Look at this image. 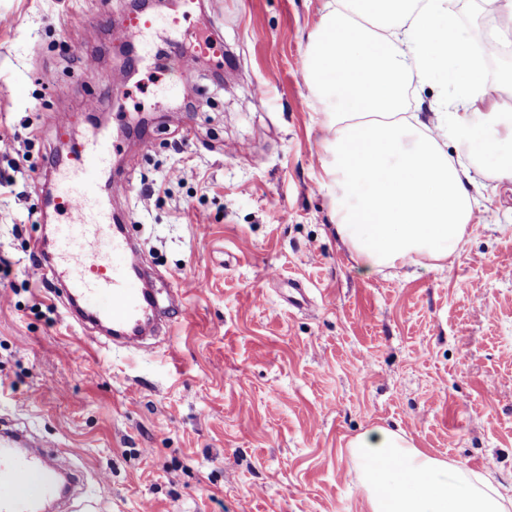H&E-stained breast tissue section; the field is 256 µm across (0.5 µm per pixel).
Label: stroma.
<instances>
[{
	"label": "stroma",
	"instance_id": "35a3bbf8",
	"mask_svg": "<svg viewBox=\"0 0 512 512\" xmlns=\"http://www.w3.org/2000/svg\"><path fill=\"white\" fill-rule=\"evenodd\" d=\"M222 2L178 45L211 28L222 54L108 88L130 0H0V418L82 471L77 512H367L347 443L375 425L512 499V182L478 190L457 256L367 271L336 236L303 78L323 0ZM97 112L112 212L173 308L143 351L72 324L31 264L62 219L50 163ZM144 114L146 151L123 135Z\"/></svg>",
	"mask_w": 512,
	"mask_h": 512
}]
</instances>
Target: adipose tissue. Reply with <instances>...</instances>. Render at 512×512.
<instances>
[{
  "label": "adipose tissue",
  "mask_w": 512,
  "mask_h": 512,
  "mask_svg": "<svg viewBox=\"0 0 512 512\" xmlns=\"http://www.w3.org/2000/svg\"><path fill=\"white\" fill-rule=\"evenodd\" d=\"M484 59L470 51L453 0H326L305 80L328 105L321 119L336 187V235L368 270L457 254L474 216L467 167L444 149L512 177V107L489 98ZM454 86L431 120L404 111L407 84ZM349 452L368 512H512L492 479L374 426Z\"/></svg>",
  "instance_id": "obj_1"
}]
</instances>
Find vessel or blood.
<instances>
[{
  "label": "vessel or blood",
  "instance_id": "b4317fda",
  "mask_svg": "<svg viewBox=\"0 0 512 512\" xmlns=\"http://www.w3.org/2000/svg\"><path fill=\"white\" fill-rule=\"evenodd\" d=\"M156 21L133 15L116 39L143 49L140 62L159 67L165 49ZM115 143L104 130L75 143L67 160L55 161L63 220L55 240L37 239L32 251L51 283L65 293L69 316L135 349L166 327L168 313L149 288L144 257L103 203L112 193L109 167ZM66 471L47 462L40 444L20 430L0 429V512H40L62 493Z\"/></svg>",
  "mask_w": 512,
  "mask_h": 512
}]
</instances>
